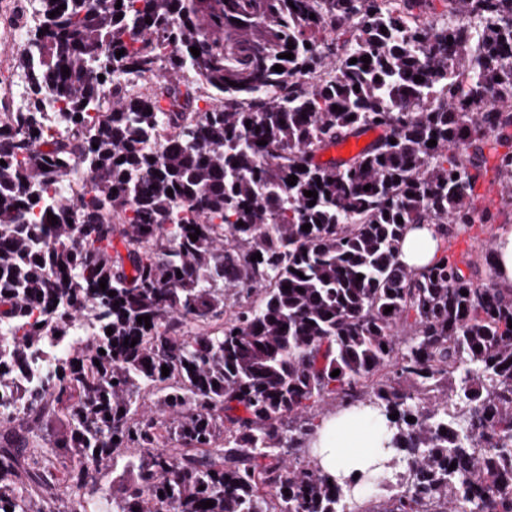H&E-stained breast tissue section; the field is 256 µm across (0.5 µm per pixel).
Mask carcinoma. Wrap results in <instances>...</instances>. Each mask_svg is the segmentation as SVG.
<instances>
[{"label": "carcinoma", "instance_id": "1", "mask_svg": "<svg viewBox=\"0 0 512 512\" xmlns=\"http://www.w3.org/2000/svg\"><path fill=\"white\" fill-rule=\"evenodd\" d=\"M40 2L29 101L0 113V324L16 336L0 392L21 404L0 413V512H77L124 455L112 512H354L297 457L327 397L376 410L387 463L408 467L381 512H512V292L462 259L413 273L397 258L411 224L491 221L472 203L484 148H506L512 199V0H448L466 26L418 20L428 0ZM369 129L368 149L316 161ZM73 177L77 199L60 190ZM226 288L233 311L209 330ZM77 319L95 336L24 386L17 371Z\"/></svg>", "mask_w": 512, "mask_h": 512}]
</instances>
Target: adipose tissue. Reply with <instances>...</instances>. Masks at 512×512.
<instances>
[{"label":"adipose tissue","mask_w":512,"mask_h":512,"mask_svg":"<svg viewBox=\"0 0 512 512\" xmlns=\"http://www.w3.org/2000/svg\"><path fill=\"white\" fill-rule=\"evenodd\" d=\"M443 231L433 224L409 226L398 259L407 269L423 271L441 255ZM386 439L379 414L371 409L360 413L345 410L322 422L314 445L319 465L337 480H345L353 471L365 469Z\"/></svg>","instance_id":"obj_1"}]
</instances>
